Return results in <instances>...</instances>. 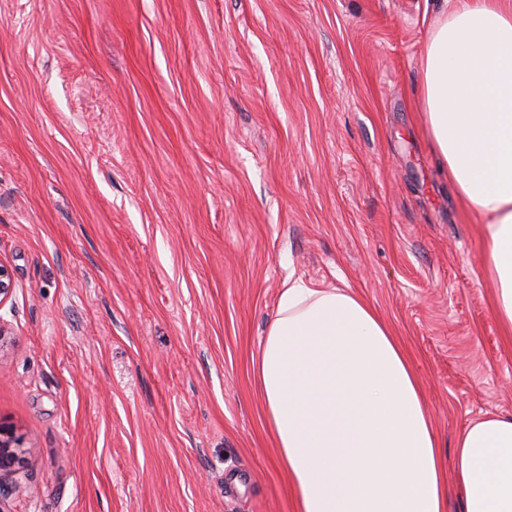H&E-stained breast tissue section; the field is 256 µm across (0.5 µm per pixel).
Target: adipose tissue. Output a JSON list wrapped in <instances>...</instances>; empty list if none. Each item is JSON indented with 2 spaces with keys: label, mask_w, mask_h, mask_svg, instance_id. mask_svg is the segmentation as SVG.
Instances as JSON below:
<instances>
[{
  "label": "adipose tissue",
  "mask_w": 512,
  "mask_h": 512,
  "mask_svg": "<svg viewBox=\"0 0 512 512\" xmlns=\"http://www.w3.org/2000/svg\"><path fill=\"white\" fill-rule=\"evenodd\" d=\"M422 105L443 171L483 220L494 312L512 333V0H452L422 60ZM254 370L296 512H447L443 458L414 370L352 293L293 283ZM464 512H512V416L455 443Z\"/></svg>",
  "instance_id": "ef3b65f1"
}]
</instances>
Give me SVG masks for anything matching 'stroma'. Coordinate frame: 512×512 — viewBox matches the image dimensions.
<instances>
[{"label":"stroma","instance_id":"1","mask_svg":"<svg viewBox=\"0 0 512 512\" xmlns=\"http://www.w3.org/2000/svg\"><path fill=\"white\" fill-rule=\"evenodd\" d=\"M439 0H0V512H295L253 372L345 288L440 452L512 415L478 217L434 153ZM20 445L19 440L4 432L0 426V493L2 476L15 466L18 455L14 448H20Z\"/></svg>","mask_w":512,"mask_h":512}]
</instances>
